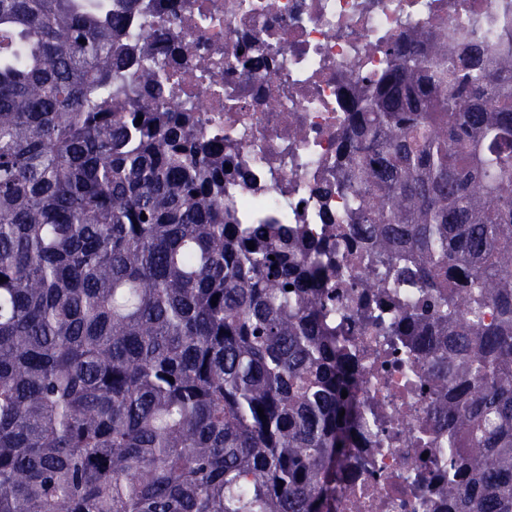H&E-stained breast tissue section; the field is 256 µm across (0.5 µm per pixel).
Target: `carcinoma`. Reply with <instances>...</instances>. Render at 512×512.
<instances>
[{
	"mask_svg": "<svg viewBox=\"0 0 512 512\" xmlns=\"http://www.w3.org/2000/svg\"><path fill=\"white\" fill-rule=\"evenodd\" d=\"M133 2L0 0V512H336L358 411L324 274L288 227L224 209V143L141 98L165 24L130 43ZM391 53L341 188L387 276L428 295L407 326L441 346L403 364L466 439L448 496L512 512V56L493 72L445 32Z\"/></svg>",
	"mask_w": 512,
	"mask_h": 512,
	"instance_id": "cac0c4a2",
	"label": "carcinoma"
}]
</instances>
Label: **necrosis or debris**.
I'll return each instance as SVG.
<instances>
[{"instance_id": "necrosis-or-debris-1", "label": "necrosis or debris", "mask_w": 512, "mask_h": 512, "mask_svg": "<svg viewBox=\"0 0 512 512\" xmlns=\"http://www.w3.org/2000/svg\"><path fill=\"white\" fill-rule=\"evenodd\" d=\"M130 21L165 22L151 57L162 97L195 113L204 134L224 140V202L240 223L290 224L319 247L324 287L336 300L332 325L358 365L355 396L364 409L345 493L336 512H459L441 487L447 430L429 425L434 398L395 359L426 350L413 333L382 335L350 304L384 301L393 326L424 292L373 272L371 253L341 191L348 160L349 110L366 82L394 59L392 42L427 51L439 32L459 46L482 42L489 67L512 54V0H137ZM423 433L424 451L407 438Z\"/></svg>"}]
</instances>
